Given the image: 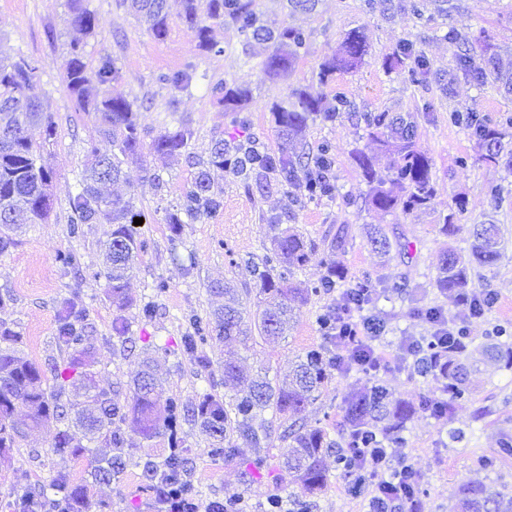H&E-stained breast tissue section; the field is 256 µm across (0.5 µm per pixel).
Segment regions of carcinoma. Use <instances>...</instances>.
I'll return each instance as SVG.
<instances>
[{
	"label": "carcinoma",
	"instance_id": "carcinoma-1",
	"mask_svg": "<svg viewBox=\"0 0 512 512\" xmlns=\"http://www.w3.org/2000/svg\"><path fill=\"white\" fill-rule=\"evenodd\" d=\"M137 20L147 25V31L157 40L169 29L167 0H122ZM69 24L84 36L94 34L96 18L85 6V0H68ZM183 18L194 29L199 46L206 53H222L224 49L213 42V24L229 21L246 37L268 45L269 53L263 63L264 74L274 80L284 77L307 44L306 34L288 26L273 27L256 10L255 0H182ZM465 53L459 59V69L485 85L497 84L512 93V71L502 69L494 45L481 35L475 40L464 39ZM479 49V59L470 52ZM368 49L358 33L347 35L337 53L324 58L318 81L327 83L338 71L357 68ZM389 70L407 74L412 82L430 71L421 51L411 44L403 45L384 61ZM68 89L75 97L78 110L93 116L98 132L112 139V153L100 154L91 149V161L79 181L76 193L70 198L71 233L76 235L84 224H110V239L105 244L106 295L112 304V335L128 340L131 329L129 311L133 301L126 293L127 277L135 259L145 247L133 228L136 218L144 217L134 205L133 198L102 193L100 185L116 183L124 178L127 160L142 154L143 143L135 118L134 102L114 95L108 86L115 80L114 63L100 60L89 71L83 61L80 42L71 44L64 64ZM161 80L179 92L192 87V76L174 72ZM96 82L103 90L92 97L88 86ZM225 110L234 113V122L244 126L248 117L238 113V107L249 97V91L230 86L224 81L209 85ZM347 102L336 97V104L322 105V99L306 90L295 92V101L274 103L270 107L278 147L268 148L262 142L245 137L234 141H217L182 202L165 213L164 221L177 236L184 219L195 220L219 209V195L212 189L207 168L249 180L253 177L272 179L283 189L298 184L300 194L291 204L303 207L306 203L336 195V149L323 143L313 155L299 154L297 145L303 140L308 121L321 114L326 122L334 123L343 117ZM34 123L43 125L45 138L56 135L50 114L40 108L37 92L36 66L24 56L11 62L0 61V253L15 244L13 233L18 216L27 215L35 224L46 222L52 211L50 186L52 172L40 163V151L27 134ZM364 123L371 144L370 151L352 152L356 166L370 186L369 205L379 211H401L404 214L426 209L432 200V159L416 142L415 116L400 112H369ZM448 123L462 128L474 141L479 159L491 166L504 162L512 168V115L490 122L478 111L467 109L448 113ZM190 131L185 128L159 133L150 150L159 156H174L185 147ZM389 157V164L378 170L376 155ZM461 197L453 199L448 214L442 218L441 232L453 237L460 231L456 216L465 211ZM271 230L269 254L251 269L258 294L264 307L250 317L235 288L216 285L211 291L224 296V305L204 321L195 314L185 317L187 332L182 344L204 368L208 359L202 351L209 338L217 336L226 341L252 339V333L266 340H277L292 330L297 312L311 297L328 294L343 287L350 295V306H366L376 294L368 276H354L336 262V250L343 248L348 229L341 227L324 248L325 273L315 282H295V271L305 266L315 243L296 227L269 224ZM368 242L378 253L390 251V241L382 229L373 228ZM504 247L501 229L496 224H482L473 234L470 253L464 257L450 248L445 254L435 279V286L444 294L461 298L475 296L470 305L472 315L481 316L491 309L492 300L476 294L470 269L473 265L490 266L497 262ZM348 319L342 309H329L316 317L323 342L306 348L297 356L288 378L272 382L265 377L250 378L241 369L237 353L224 352V385L237 392L229 397L205 392L187 404L177 397L161 398L155 391L153 361L143 360L141 369L132 379L130 398L120 392L98 386L94 367L96 358L92 342L93 326L89 314L74 297L60 301L57 309L55 340L67 353L61 363L41 366L28 359L20 345L22 337L5 323H0V449L16 448L27 431L50 420L60 424L55 435L54 453L60 466L48 480L25 492L7 504L10 512H112V504L104 500L92 502L90 487L109 483L133 461L126 451L128 439L123 425L132 422L141 437L150 440L160 434L168 435L169 448L160 459L148 456L136 462L145 474L150 490L157 494L173 488L186 502H195L197 491L192 482L184 441L179 437L181 421H192L206 432L212 442L209 453L230 460L234 455V439H242L253 448L262 447L266 434V419L280 421L284 437L292 441V450L282 463L296 489L283 498L267 500L265 512H311L312 497L325 486L328 475L323 454L335 447L324 429L309 427L302 419L306 407L317 400L331 379L336 363L344 349L336 344V331ZM482 349L484 357L512 367V329L497 326L486 336ZM464 349L448 343L444 349L426 344L418 355L414 369L421 375L433 374L443 381L444 396L426 398L422 408L437 420L448 417L455 402L468 393L467 367ZM372 385L363 391H349L342 400L343 424L347 431L346 449L336 454V469L349 473L354 466L353 450L357 448L399 447L400 432L410 418L413 408L393 397L386 385L369 374ZM27 408V414L15 416L17 405ZM77 427L81 436L71 432ZM103 441L110 454L102 457L93 453L91 444ZM88 461V479L72 480L69 463ZM450 512H512V495L507 496L490 485L466 481L459 487L458 498Z\"/></svg>",
	"mask_w": 512,
	"mask_h": 512
}]
</instances>
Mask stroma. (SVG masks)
<instances>
[{
	"label": "stroma",
	"mask_w": 512,
	"mask_h": 512,
	"mask_svg": "<svg viewBox=\"0 0 512 512\" xmlns=\"http://www.w3.org/2000/svg\"><path fill=\"white\" fill-rule=\"evenodd\" d=\"M421 2L425 17L420 20L411 13L409 0H393L390 9L384 0H375L370 10L364 0H317L310 11L289 10L286 0H256L266 20L302 29L309 39L306 54L288 74L272 80L261 66L264 44L245 40L232 25L212 27V38L223 46V54L202 51L182 18L181 0H168L169 31L161 40L153 38L120 0H85L96 16V30L84 40V61L93 69L100 58L114 60L117 77L111 91L134 101L145 143L141 157L125 165L124 181L107 187L108 192L132 196L146 216L145 223L136 228L146 247L135 261L127 292L135 304L154 303L156 312L151 320L133 322L134 344L127 348L112 336V306L99 277L104 270L102 244L112 227L86 224L80 236L70 233L69 198L89 162L88 149L94 144L108 153L112 143L98 133L90 117L76 111L64 78L63 63L74 37L67 0H0V56L21 54L34 62L44 110L57 124V134L50 140L42 127L28 131L41 150L43 164L53 172L51 217L45 224L23 225L15 235V247L0 255V323L21 334L25 355L40 365L65 359L54 339L56 314L60 300L75 292L96 328L100 387L127 389L143 357L149 355L158 364L156 390L162 396L191 402L206 391L224 393L223 342L213 339L203 345L208 365L199 367L194 356L181 348L184 315L192 312L209 318L219 303L210 288L227 281L238 288L244 309L255 310L259 296L249 270L270 247L271 220L297 225L318 243L345 225L350 230L349 241L336 259L351 274L370 276L375 283L380 300L374 313L385 322L380 341L385 352H393L403 337L427 335L429 325L420 312L428 308L442 310L449 319L467 325L474 339L470 394L455 403L447 419L435 420L418 408L422 397L440 395V382L408 367L392 366L380 374L396 398L415 408L396 455L419 472V497L425 512H449L460 484L470 479L512 493V455L498 453L503 439H512V369L485 361L480 354L485 336L495 325L512 326V200H496L498 188H512V174L504 167L480 162L467 134L448 123L453 109L472 108L494 122L504 111H512V95L491 85H477L457 69L462 38L476 36L483 29L499 46L504 63L512 66V0ZM449 29L458 33V40L444 38ZM353 30L361 31L367 41L364 61L356 69L336 73L329 84H319L320 62L337 51ZM405 42L413 43L430 62V73L421 82H409L383 65ZM177 71L193 73L195 87L177 95L161 82L162 74ZM217 79L250 90L243 106L249 118L246 126L233 123L223 103L207 90V82ZM304 88L319 93L324 104L333 103L339 95L349 104L348 113L335 124L318 117L310 120L303 142L304 152L310 154L323 142L335 144L336 197L298 208L291 204L299 192L297 186L267 192L255 181L245 182L214 168L210 179L222 197L221 208L184 225L180 236H172L164 222L165 210L177 205L191 188L197 163L207 159L214 141L246 136L277 147L269 108L275 102L292 101L295 91ZM384 111L418 115L417 143L433 160L436 188L426 210L406 215L375 211L366 205L369 185L350 153L368 146L363 114ZM180 127L189 129L192 136L179 156L161 158L150 151L156 135ZM462 155L467 156V165L458 164ZM458 196L465 198L467 208L459 217L461 231L449 239L440 232V219ZM488 223L500 226L505 247L494 265L474 267L471 277L475 286L489 285L498 301L483 316L475 317L452 296L440 293L434 279L446 249L467 252L472 242L469 226ZM370 224L379 225L389 238V256L379 257L369 246L365 228ZM61 252L75 255L78 270L60 265L57 255ZM160 282L167 288L158 295L154 287ZM336 301L333 293L312 298L285 340L250 341L242 353L243 366L272 378L287 372L296 355L320 343L316 317L335 308ZM367 385L361 373L334 374L307 407L305 422L343 443L342 398ZM55 432V422H47L31 430L19 447L0 452V512H7L6 501L44 482L57 468ZM181 434L201 503L245 489L249 512H264L270 496H287L288 475L280 465L291 441L279 424L269 425L262 449L239 443L229 462L210 455L209 439L197 425L182 423ZM259 453L267 456L268 465L255 475L251 487H244L241 471ZM486 457L493 459V466H482ZM324 466L329 481L315 495L313 512H367V501L346 492L336 469L335 451L326 452ZM91 495L93 500L111 502L112 512H158L141 468L133 465L112 482L94 485Z\"/></svg>",
	"instance_id": "1"
}]
</instances>
